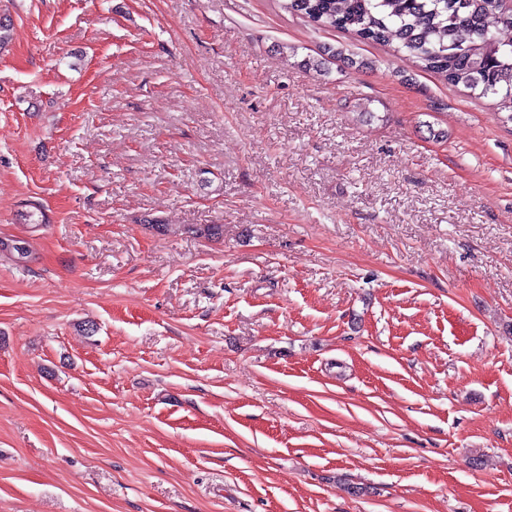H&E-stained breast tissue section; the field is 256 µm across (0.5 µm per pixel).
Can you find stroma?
<instances>
[{
    "label": "stroma",
    "instance_id": "stroma-1",
    "mask_svg": "<svg viewBox=\"0 0 512 512\" xmlns=\"http://www.w3.org/2000/svg\"><path fill=\"white\" fill-rule=\"evenodd\" d=\"M1 14L0 512H512L494 97L282 0Z\"/></svg>",
    "mask_w": 512,
    "mask_h": 512
}]
</instances>
